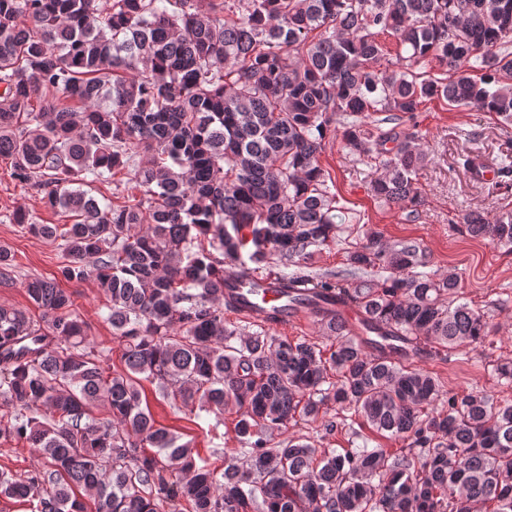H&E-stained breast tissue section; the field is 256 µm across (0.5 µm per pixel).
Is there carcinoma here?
<instances>
[{"label": "carcinoma", "instance_id": "cac0c4a2", "mask_svg": "<svg viewBox=\"0 0 512 512\" xmlns=\"http://www.w3.org/2000/svg\"><path fill=\"white\" fill-rule=\"evenodd\" d=\"M509 43L512 0H0V157L74 218L13 213L62 263L24 282L39 318L0 304V398L14 406L0 440L46 459L1 472L0 496L34 512H512V402L447 391L410 362L488 339L484 315L457 302V273L422 270L414 242L386 245L372 224L347 269L307 270L350 223L319 163L327 134L384 167L376 199L416 212L429 153L368 120L444 98L511 122ZM119 174L140 196L86 190ZM462 223L512 244V210ZM274 258L288 291L343 296L373 335L322 321L323 349L228 323L232 275ZM11 272L0 246V288ZM59 278L98 282L121 368ZM143 380L174 405L235 411L240 448L222 473L157 423ZM329 402L403 448L273 442L298 416L334 434Z\"/></svg>", "mask_w": 512, "mask_h": 512}]
</instances>
